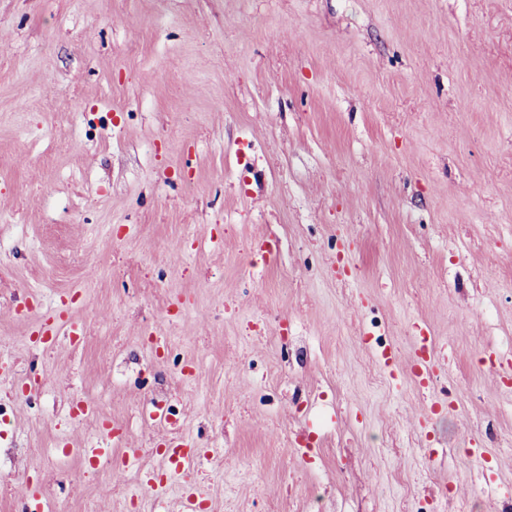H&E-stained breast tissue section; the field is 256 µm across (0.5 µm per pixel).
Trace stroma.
I'll list each match as a JSON object with an SVG mask.
<instances>
[{
  "label": "stroma",
  "mask_w": 512,
  "mask_h": 512,
  "mask_svg": "<svg viewBox=\"0 0 512 512\" xmlns=\"http://www.w3.org/2000/svg\"><path fill=\"white\" fill-rule=\"evenodd\" d=\"M423 330L421 386L370 338ZM510 360L512 0H0V512H501ZM103 421L118 483L62 454ZM41 342L43 344H52L57 336L65 334L69 336L72 342L79 339L86 334L85 328L82 324L70 320H56L54 323L50 322L42 330ZM167 448H161L164 453V458L173 467H168L171 473L186 472L193 468L202 457V453L196 448V443L193 440L177 437L170 440Z\"/></svg>",
  "instance_id": "obj_1"
}]
</instances>
